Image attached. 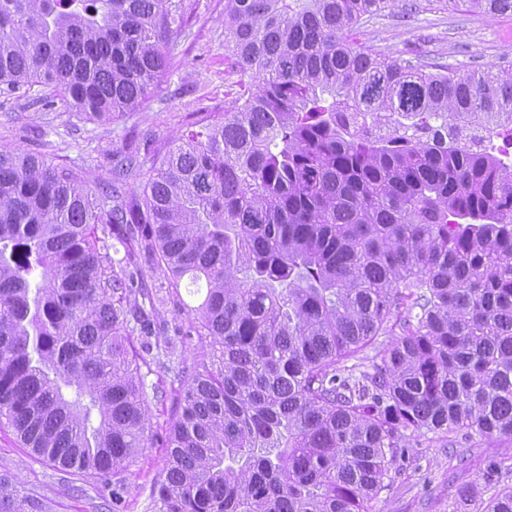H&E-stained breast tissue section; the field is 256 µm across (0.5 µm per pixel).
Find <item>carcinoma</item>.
<instances>
[{"mask_svg":"<svg viewBox=\"0 0 512 512\" xmlns=\"http://www.w3.org/2000/svg\"><path fill=\"white\" fill-rule=\"evenodd\" d=\"M399 2L224 0L232 107L161 156L112 152L109 193L0 151V423L35 455L101 478L159 442L160 512H371L410 440L512 438V162L476 134L512 118V64L360 45ZM184 26L182 0H0V90L110 120ZM146 268L204 291L190 366L159 340ZM154 366L178 381L151 386L177 407L161 424ZM503 469L461 512H512ZM25 505L1 480L0 512ZM152 369L155 372L149 373L148 376H147V387H146V390H147V394H148V404H149V407H150L152 415L153 416L156 415L157 417H159L157 419L154 418L153 421H158L159 420L160 422H162L163 420L169 419L170 416L175 413V408L172 405V402H171L170 399L164 400V401H158L155 398L154 391L151 389L150 385L152 383L153 384L156 383L157 380H158V375H161L163 377V380L166 383L167 390H170L171 383L173 381V377L172 376H164L163 374L159 373L158 369L155 368V367H152ZM162 411H163L164 414L159 415V414L162 413Z\"/></svg>","mask_w":512,"mask_h":512,"instance_id":"cac0c4a2","label":"carcinoma"}]
</instances>
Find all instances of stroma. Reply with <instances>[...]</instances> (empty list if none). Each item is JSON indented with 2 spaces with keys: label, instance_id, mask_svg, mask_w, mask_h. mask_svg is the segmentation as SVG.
Masks as SVG:
<instances>
[{
  "label": "stroma",
  "instance_id": "obj_1",
  "mask_svg": "<svg viewBox=\"0 0 512 512\" xmlns=\"http://www.w3.org/2000/svg\"><path fill=\"white\" fill-rule=\"evenodd\" d=\"M185 27L170 42L159 85L135 111L109 122L66 112L50 89L0 95V151L39 153L74 169L90 184L111 181V156L133 150L150 157L169 146L194 123L231 106V79L225 71L224 0H183ZM361 43L393 57L422 55L452 67L498 68L512 62V13L489 16L435 0L413 18L400 10L365 23ZM166 451L145 448L120 472L127 492L123 512H159L154 488L165 468ZM467 466H459V457ZM512 457V438L465 439L459 434L419 440L373 512H455L457 491L480 482L487 461ZM0 476L7 477L28 512H112L111 479L63 472L31 454L13 429L0 427Z\"/></svg>",
  "mask_w": 512,
  "mask_h": 512
}]
</instances>
